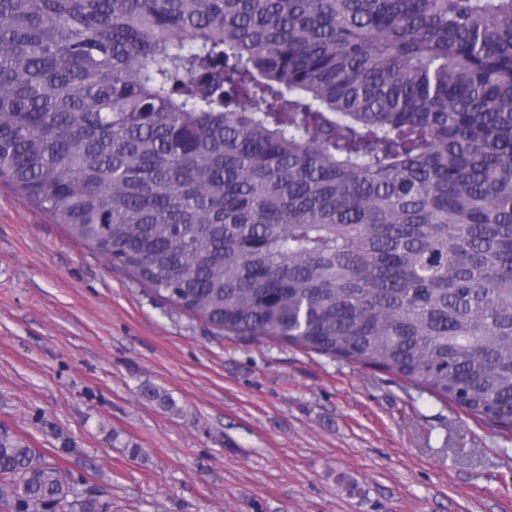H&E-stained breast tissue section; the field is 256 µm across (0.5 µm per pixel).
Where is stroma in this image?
Wrapping results in <instances>:
<instances>
[{
	"mask_svg": "<svg viewBox=\"0 0 512 512\" xmlns=\"http://www.w3.org/2000/svg\"><path fill=\"white\" fill-rule=\"evenodd\" d=\"M2 427L112 512H512L511 438L360 365L215 336L0 180Z\"/></svg>",
	"mask_w": 512,
	"mask_h": 512,
	"instance_id": "stroma-1",
	"label": "stroma"
}]
</instances>
